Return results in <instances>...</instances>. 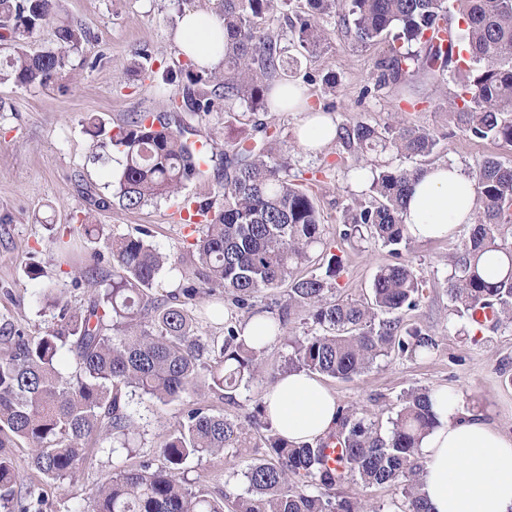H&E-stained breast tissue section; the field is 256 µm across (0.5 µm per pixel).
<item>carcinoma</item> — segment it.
<instances>
[{"instance_id":"1","label":"carcinoma","mask_w":512,"mask_h":512,"mask_svg":"<svg viewBox=\"0 0 512 512\" xmlns=\"http://www.w3.org/2000/svg\"><path fill=\"white\" fill-rule=\"evenodd\" d=\"M206 13L224 25V70L199 69L191 59L153 69L149 54L132 71L169 81L178 88L160 112H136L122 126L106 128L90 119L100 147L122 156L115 198L86 192L87 208L77 232L88 240L102 234L92 214L112 200L136 210L170 197L207 170L224 167L220 201H201L184 212L186 245L169 254L150 243L151 231L113 238L108 246L112 278L101 271V254L74 252L63 234L54 241L58 266L75 288L94 294L77 307L62 303L53 289L40 292L56 309L52 326L34 336L0 329V512H42L44 493L20 479L12 449L28 450V466L46 483L76 472L85 449L110 440L114 453H132L145 434L129 412L133 396L166 405L193 403L163 435L157 466L149 460L107 474L91 496L92 512H384L358 495L337 489L396 486L398 512H430L419 463V444L437 416L433 392L411 388L382 432L354 406L338 409L336 431L311 444L293 445L262 421L265 409L243 418L213 412L207 397L224 399L254 380L274 381L263 367L264 347L247 343L242 328L224 326V336L195 332L197 296L221 294L248 318L262 315L254 299L288 284V306L266 317L268 334L305 311L313 331L291 340L288 364L333 379L351 380L389 353L416 357L431 353L435 340L403 315L423 295L412 267L399 261L411 236L402 213L410 181L419 168L373 163L370 198L353 199L343 210V235L363 231L390 248L397 261L380 268L367 300L341 296L335 281L342 261L333 254L324 273L298 276L315 251L327 253L326 219L315 196L290 174L285 141L257 117L229 156L215 146H198L182 115L204 119L238 101L251 114L268 115L272 91L300 71V58L326 44L321 21L337 19L347 39L371 46L396 29L395 39L376 62L373 90L404 83L422 73L457 76L458 91L448 115L462 132L512 147V0H302L287 18L288 30L273 26L284 0H201ZM55 25L59 47L33 51L30 40ZM91 41L82 26L66 21L58 0H0V83L46 88L70 65V54ZM439 144L429 130L392 120L382 127L343 124L336 147L354 168L388 150L411 159L433 154ZM475 180L474 223L459 246L448 297L481 331L512 327V166L486 157L471 172ZM181 273L183 283L164 298L154 289L163 268ZM69 358L75 375L62 376ZM265 430L267 458L244 473L248 496L233 503L205 488L192 489L175 473L195 459L218 458L226 448H248L254 432ZM336 442L341 454L326 453Z\"/></svg>"}]
</instances>
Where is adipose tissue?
I'll use <instances>...</instances> for the list:
<instances>
[{
	"instance_id": "obj_1",
	"label": "adipose tissue",
	"mask_w": 512,
	"mask_h": 512,
	"mask_svg": "<svg viewBox=\"0 0 512 512\" xmlns=\"http://www.w3.org/2000/svg\"><path fill=\"white\" fill-rule=\"evenodd\" d=\"M174 40L198 67L215 69L224 58V27L216 17L186 12ZM288 97L305 114L297 131L303 147L319 150L335 139L330 115L308 116L305 87L291 88ZM474 196V181L459 166L431 164L411 183L403 222L415 239L451 238L460 225L472 223ZM265 404L273 426L300 445L317 441L336 426L335 397L308 372L282 375ZM433 410L438 425L419 447L432 512H512V436L462 413L456 395L446 389L436 391Z\"/></svg>"
}]
</instances>
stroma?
<instances>
[{
  "label": "stroma",
  "instance_id": "35a3bbf8",
  "mask_svg": "<svg viewBox=\"0 0 512 512\" xmlns=\"http://www.w3.org/2000/svg\"><path fill=\"white\" fill-rule=\"evenodd\" d=\"M197 6L198 0H63L64 16L91 32L85 53L95 59V66L74 65L59 84L47 89L0 84V327L8 324L34 335L50 326L53 312L38 297L43 288L55 289L72 306L88 299L89 290L72 287L60 273L51 247L52 237L67 231L84 211L83 188L107 193L121 173L119 155L97 148L86 122L94 117L115 127L128 122L133 113L161 109L175 85L128 75L125 68L142 52L151 56L157 68L178 59L172 38L179 24L178 12ZM387 46L384 39L367 47L356 45L337 26H330L328 44L303 58L301 68L319 76L335 74L338 85L332 91L320 84L309 87L310 105H332L331 115L338 125L362 121L377 127L398 112L407 122L430 129L440 136L441 148L417 159L420 167L448 161L468 170L487 155L512 163V147L473 139L455 127L448 115L455 81L443 83L421 76L385 89L378 97L364 96V87L376 79L375 62ZM234 110L236 118L229 122L220 112L196 122L198 140H217L224 153H233L250 118L246 104L236 103ZM301 118L298 112L270 115L288 144L293 170L327 171L315 193L328 217L331 251L343 261L336 287L341 294L359 298L368 293L376 271L394 258L381 242L343 239V209L351 199L366 198L369 185L356 179L335 144L315 154L307 152L296 137ZM223 180L221 167L213 166L205 179L187 183L179 194L135 211L115 205L97 212L95 220L110 237L149 227L153 246L172 252L182 241L183 229L177 222L180 203L188 196L217 191ZM469 230L464 224L455 238L414 240L402 251L403 261L412 266L423 285L418 307L407 313L404 322L432 336L435 351L425 358L380 357L350 381L325 379L338 405L364 409L385 426L398 410L404 391L445 387L456 393L462 412L480 416L512 436V329L475 334L448 298L457 247ZM34 263L44 272L37 281L29 280L27 274ZM184 407L181 401L155 406L146 399L133 400L131 411L145 429L136 450L138 457L158 460L161 437ZM264 454L261 447L229 448L219 458L192 461L178 479L232 499L245 495L243 473ZM127 463L122 451L111 455L89 451L74 478L59 487L45 486V512H82L102 477Z\"/></svg>",
  "mask_w": 512,
  "mask_h": 512
}]
</instances>
